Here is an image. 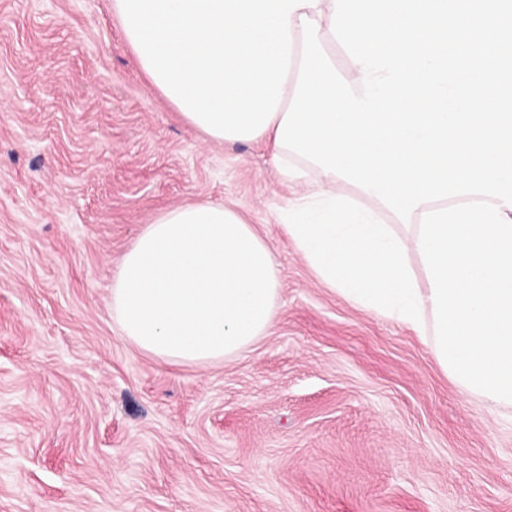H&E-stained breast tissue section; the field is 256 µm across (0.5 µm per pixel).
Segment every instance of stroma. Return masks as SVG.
<instances>
[{
  "mask_svg": "<svg viewBox=\"0 0 512 512\" xmlns=\"http://www.w3.org/2000/svg\"><path fill=\"white\" fill-rule=\"evenodd\" d=\"M262 143H215L137 64L113 0H0V512H512V411L329 288ZM226 204L280 289L241 358L172 365L112 320L144 224Z\"/></svg>",
  "mask_w": 512,
  "mask_h": 512,
  "instance_id": "35a3bbf8",
  "label": "stroma"
}]
</instances>
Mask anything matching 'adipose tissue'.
Returning <instances> with one entry per match:
<instances>
[{
  "mask_svg": "<svg viewBox=\"0 0 512 512\" xmlns=\"http://www.w3.org/2000/svg\"><path fill=\"white\" fill-rule=\"evenodd\" d=\"M271 253L233 208L207 200L159 212L123 255L112 319L141 352L173 363L240 356L273 325Z\"/></svg>",
  "mask_w": 512,
  "mask_h": 512,
  "instance_id": "obj_1",
  "label": "adipose tissue"
}]
</instances>
